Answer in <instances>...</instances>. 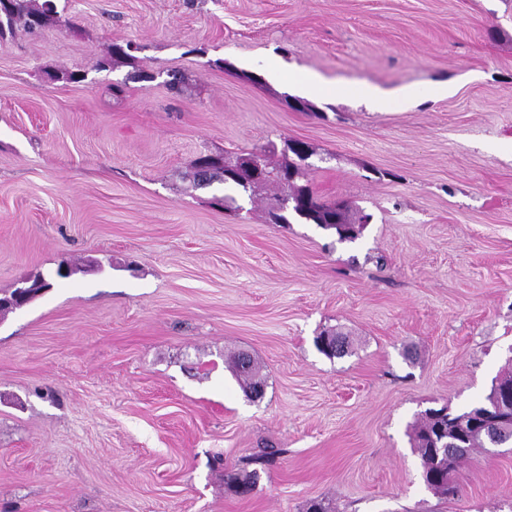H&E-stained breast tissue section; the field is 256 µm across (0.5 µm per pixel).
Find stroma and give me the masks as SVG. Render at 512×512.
<instances>
[{
  "label": "stroma",
  "mask_w": 512,
  "mask_h": 512,
  "mask_svg": "<svg viewBox=\"0 0 512 512\" xmlns=\"http://www.w3.org/2000/svg\"><path fill=\"white\" fill-rule=\"evenodd\" d=\"M55 3L66 25L0 45V293L52 281L0 315V512H512V452L472 454L445 499L409 437L512 366V0ZM128 41L135 63L96 68ZM290 71L331 87L317 114L286 105ZM368 84L424 95L370 107ZM287 138L370 215L354 242L267 223L274 187L229 212L190 177ZM316 346L318 350L328 358L342 357L348 352L349 340L339 332L324 331L316 337ZM336 342V353L328 352L327 349L333 348ZM241 356L240 353L234 355L231 358V363L234 367V371L237 375V377L241 380L243 384V388L246 392V394H252L255 391V387L259 385L263 388L265 384V380L262 378V376L259 374V369L256 367L253 361V365L251 364L250 367L245 368L241 364ZM260 393V389H257V392L253 393V397H257Z\"/></svg>",
  "instance_id": "obj_1"
}]
</instances>
